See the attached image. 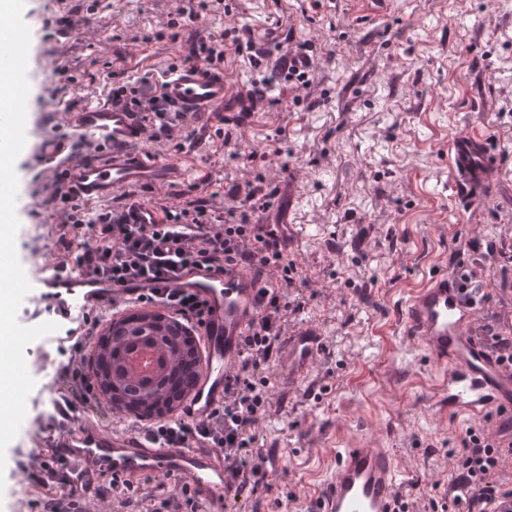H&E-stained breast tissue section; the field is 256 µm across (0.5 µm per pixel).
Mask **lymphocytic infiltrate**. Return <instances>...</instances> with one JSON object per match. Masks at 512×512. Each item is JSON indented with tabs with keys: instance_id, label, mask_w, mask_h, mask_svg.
I'll return each instance as SVG.
<instances>
[{
	"instance_id": "obj_1",
	"label": "lymphocytic infiltrate",
	"mask_w": 512,
	"mask_h": 512,
	"mask_svg": "<svg viewBox=\"0 0 512 512\" xmlns=\"http://www.w3.org/2000/svg\"><path fill=\"white\" fill-rule=\"evenodd\" d=\"M229 48L248 56L251 64L261 70L259 86L242 99L244 111H255L264 103L263 85L277 82L297 89L309 83L311 44L292 48L277 45L275 64L266 70L262 67L265 51L256 48L242 28L231 24L220 31L189 38L180 62L217 67L223 64L224 52ZM108 99L130 111L146 113L142 131L149 142L178 143L187 134L198 142L203 139L199 130L189 129L185 117H168L162 97L147 82L113 79ZM226 196L230 204L221 211L204 200L186 199L168 210L163 224L127 223L128 198L124 195L117 198L115 205L89 209L60 181L51 186L47 202L62 223L75 228L87 224L92 229L90 239L80 248H73L66 239L61 242L63 249H76L75 261L81 271L119 288L136 290L148 286L153 295L163 299L166 309L198 324L206 314L205 302L171 286L186 265L254 263L277 275L282 288H291L295 283V262L285 254L276 236L260 231L259 213L267 205L257 187L248 180L237 181ZM470 248L476 258L472 268L460 276L463 287L470 290L480 291L491 285L489 264L512 263V251L499 250L495 243L475 241ZM288 307L287 297H270L259 331L245 339L246 354L240 366L226 378L224 404L214 411L208 424L192 427L173 423L157 429L158 438L168 444L182 445L198 438L222 449L224 468L231 476L228 489L236 501H252L263 473L261 464H249L247 457L256 439L254 430L270 398L267 372L278 337L288 322ZM87 347L86 338L74 339L63 370V398L74 408L87 403L94 391L86 371ZM463 445L465 451L455 465L447 498L456 512H501L504 501L512 500V489L500 476L505 460L512 459V448L472 430L467 432ZM37 479L47 490L41 512H84L83 502L90 486L78 482L63 449H53L50 463L42 466Z\"/></svg>"
}]
</instances>
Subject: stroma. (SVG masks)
Here are the masks:
<instances>
[{
    "label": "stroma",
    "mask_w": 512,
    "mask_h": 512,
    "mask_svg": "<svg viewBox=\"0 0 512 512\" xmlns=\"http://www.w3.org/2000/svg\"><path fill=\"white\" fill-rule=\"evenodd\" d=\"M257 46L311 42L307 89L272 84L268 105L240 125L217 124L203 146L154 143L150 152L179 161L184 179L146 201L175 203L192 189L224 205L227 183L247 178L301 227L299 279L291 323L317 327L327 340L312 391L281 393L258 428L275 451V474L257 493L263 512H297L330 474V449L370 438L392 449L410 478L419 512L443 500L468 429L488 419L448 412L438 372L409 350L400 303L433 270L470 265L467 245L493 240L512 250V0H225ZM179 0H28L31 29L26 145L19 179L16 249L33 285L20 324L51 321L29 262L50 254L56 218L44 201L36 146L64 105L103 101L109 72L133 79L158 73L184 51L164 28ZM73 16V26L61 25ZM477 132L497 159L482 198L459 206L448 191V139ZM58 328L29 345L36 381L26 417L5 451L0 512H39L44 490L29 436H51L48 389L69 355Z\"/></svg>",
    "instance_id": "35a3bbf8"
}]
</instances>
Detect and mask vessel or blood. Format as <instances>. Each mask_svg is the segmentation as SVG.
I'll list each match as a JSON object with an SVG mask.
<instances>
[{
  "label": "vessel or blood",
  "instance_id": "1",
  "mask_svg": "<svg viewBox=\"0 0 512 512\" xmlns=\"http://www.w3.org/2000/svg\"><path fill=\"white\" fill-rule=\"evenodd\" d=\"M157 86L167 107L197 117L220 111L236 91L223 69L201 64L166 74ZM54 119L70 135L50 134L42 139L39 154L43 175L50 182L65 175L85 203L109 201L120 190H160L184 174L179 162L148 153L139 113L102 103L58 112ZM73 135L97 145L95 160L81 162L74 158L69 141ZM493 169L494 160L481 135L465 132L451 138L448 170L457 198L478 196ZM129 219L134 224H162L166 215L161 207L137 198ZM262 229L278 237L287 253H294L299 240L295 225L280 223L271 214ZM37 267L51 295L52 312L68 325L71 335L85 333L78 313L109 308L119 312L139 302L138 292L112 287L77 271L69 253L57 252L38 262ZM175 286L206 303V315L198 331L202 359L196 389L184 398L176 415L179 421L202 424L223 405L224 380L243 358V339L258 329L266 293H277L278 288L268 271L243 264L190 265L183 269ZM478 313L475 296L443 269L410 294L405 324L424 354L448 367L444 388L449 410L480 413L494 407L512 417V364L500 360L477 336ZM278 347L274 360L278 390L294 393L308 387L324 356V336L300 324L282 333ZM59 420L56 442L66 448L75 471L92 477L108 472L154 490L184 487L204 512H225L227 474L221 449L196 442L176 447L152 445L140 423L106 421L94 417L90 410L66 405L60 408ZM334 457L331 476L305 512H402L405 496L389 449L365 442L335 449Z\"/></svg>",
  "mask_w": 512,
  "mask_h": 512
}]
</instances>
